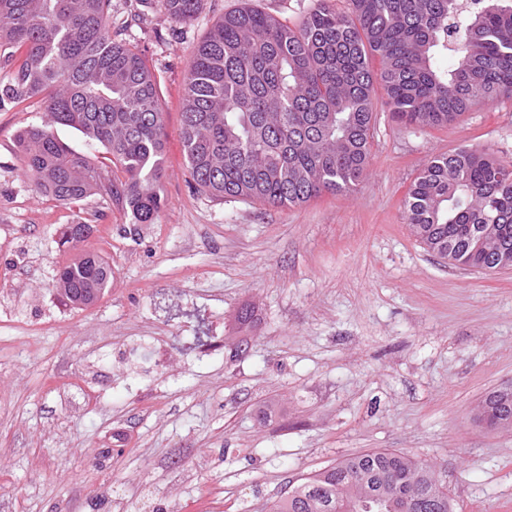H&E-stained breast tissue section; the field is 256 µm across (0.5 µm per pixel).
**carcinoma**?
Segmentation results:
<instances>
[{
	"label": "carcinoma",
	"instance_id": "1",
	"mask_svg": "<svg viewBox=\"0 0 512 512\" xmlns=\"http://www.w3.org/2000/svg\"><path fill=\"white\" fill-rule=\"evenodd\" d=\"M205 0H159L187 25ZM330 0L292 28L244 7L222 16L190 53L181 142L195 184L211 197L280 207L352 190L370 155L374 84L393 117L438 129L474 106L512 98V0ZM112 0H0V103L37 99L44 116L16 135L24 172L66 203L98 197L151 224L162 198L166 134L159 82L136 47L112 35ZM377 58L379 67L372 65ZM103 145L93 163L63 145L57 126ZM428 251L495 269L512 252V164L488 148L433 158L405 201ZM112 279L98 254L64 266L75 307L100 299ZM396 473L427 498L437 483L401 451L346 457L273 502L269 512H350L357 479Z\"/></svg>",
	"mask_w": 512,
	"mask_h": 512
}]
</instances>
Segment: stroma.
Segmentation results:
<instances>
[{
    "instance_id": "35a3bbf8",
    "label": "stroma",
    "mask_w": 512,
    "mask_h": 512,
    "mask_svg": "<svg viewBox=\"0 0 512 512\" xmlns=\"http://www.w3.org/2000/svg\"><path fill=\"white\" fill-rule=\"evenodd\" d=\"M316 0H206L189 26L112 0V30L160 81L161 210L131 223L26 177L0 106V512H267L288 489L371 450L431 466L454 512H512V427L478 417L512 385V269L455 267L413 235L403 202L435 156L512 161V99L442 130L408 128L383 88L369 166L350 193L294 207L216 200L182 151L192 48L250 5L288 24ZM70 224L112 267L89 308L54 290ZM253 321L241 325V308Z\"/></svg>"
}]
</instances>
